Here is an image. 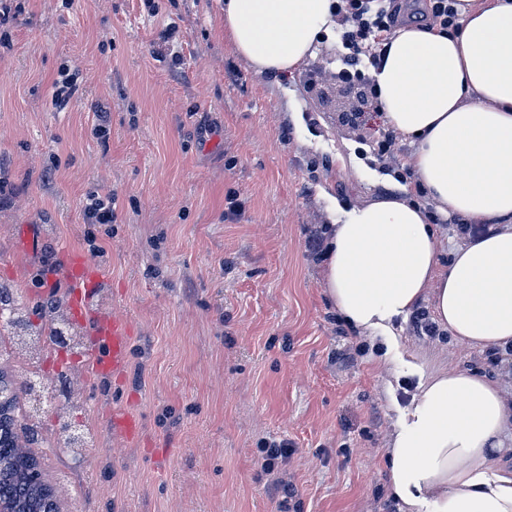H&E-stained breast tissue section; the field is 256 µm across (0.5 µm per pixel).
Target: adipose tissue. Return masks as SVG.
<instances>
[{
	"label": "adipose tissue",
	"instance_id": "adipose-tissue-1",
	"mask_svg": "<svg viewBox=\"0 0 512 512\" xmlns=\"http://www.w3.org/2000/svg\"><path fill=\"white\" fill-rule=\"evenodd\" d=\"M461 36L408 26L376 76L391 126L415 146L422 184L446 215L499 223L495 235L438 268L435 229L400 196L353 209L333 225L325 287L345 322L384 343L424 297L459 342L512 344V0H461ZM331 0H224V36L259 73L311 57L332 22ZM512 426L484 375L427 376L387 451L404 512H512V470H493Z\"/></svg>",
	"mask_w": 512,
	"mask_h": 512
}]
</instances>
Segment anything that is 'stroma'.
Returning a JSON list of instances; mask_svg holds the SVG:
<instances>
[{
    "mask_svg": "<svg viewBox=\"0 0 512 512\" xmlns=\"http://www.w3.org/2000/svg\"><path fill=\"white\" fill-rule=\"evenodd\" d=\"M155 2L153 17L142 0H19L0 29V282L39 331L42 301L69 294L72 253L98 248L101 304L132 327L124 376L86 374L42 413V474L61 512H388L404 382L484 372L485 353L407 328L412 370L337 335L304 230L393 176L360 159L301 71L260 74L234 53L224 0ZM171 25L178 62L160 56ZM64 64L80 91L59 108ZM92 192L115 194L114 223L84 222ZM231 193L242 208L228 219ZM116 411L141 418L137 440L113 432ZM61 418L90 431L81 452L52 439ZM270 442L290 448L268 472Z\"/></svg>",
    "mask_w": 512,
    "mask_h": 512,
    "instance_id": "obj_1",
    "label": "stroma"
}]
</instances>
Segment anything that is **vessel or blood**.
<instances>
[{"mask_svg":"<svg viewBox=\"0 0 512 512\" xmlns=\"http://www.w3.org/2000/svg\"><path fill=\"white\" fill-rule=\"evenodd\" d=\"M100 274L94 264L77 256L72 260L69 285L73 290L71 307L76 313L92 318L95 342L85 347L84 362L93 372L103 375L122 376L130 359V325L127 320L100 309L97 302V285ZM141 422L136 415L116 413L112 416V429L128 439L136 438Z\"/></svg>","mask_w":512,"mask_h":512,"instance_id":"obj_1","label":"vessel or blood"}]
</instances>
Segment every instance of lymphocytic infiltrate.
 <instances>
[{
  "mask_svg": "<svg viewBox=\"0 0 512 512\" xmlns=\"http://www.w3.org/2000/svg\"><path fill=\"white\" fill-rule=\"evenodd\" d=\"M331 13L337 23L336 81L366 108L373 109L378 106L375 75L382 67L389 39L398 28L416 24L451 35L462 31L456 0H332ZM341 119L358 131L359 144L369 145L373 164L393 173L399 185L409 189L419 187L420 177L415 167L398 160L403 150L399 132L383 126L366 137L361 133L363 112H345Z\"/></svg>",
  "mask_w": 512,
  "mask_h": 512,
  "instance_id": "1",
  "label": "lymphocytic infiltrate"
}]
</instances>
